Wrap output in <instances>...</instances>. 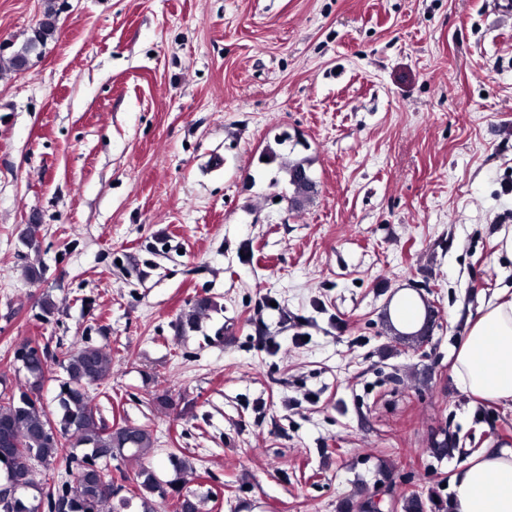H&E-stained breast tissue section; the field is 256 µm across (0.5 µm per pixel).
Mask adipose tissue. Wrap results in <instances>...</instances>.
Wrapping results in <instances>:
<instances>
[{
  "instance_id": "ef3b65f1",
  "label": "adipose tissue",
  "mask_w": 512,
  "mask_h": 512,
  "mask_svg": "<svg viewBox=\"0 0 512 512\" xmlns=\"http://www.w3.org/2000/svg\"><path fill=\"white\" fill-rule=\"evenodd\" d=\"M454 374L471 395L512 401V292L498 290L455 354ZM451 512H512V448L488 444L453 479Z\"/></svg>"
}]
</instances>
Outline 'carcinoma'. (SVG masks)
<instances>
[{
    "instance_id": "cac0c4a2",
    "label": "carcinoma",
    "mask_w": 512,
    "mask_h": 512,
    "mask_svg": "<svg viewBox=\"0 0 512 512\" xmlns=\"http://www.w3.org/2000/svg\"><path fill=\"white\" fill-rule=\"evenodd\" d=\"M59 14L54 0H47L43 19L32 30V35L16 45L14 51L0 53V73L18 72L19 58L30 49H41L54 38ZM214 307L208 298L198 300L184 315L183 324L192 326L200 314ZM36 343L28 340L22 347L28 349L23 364L27 373L26 384L13 393L0 389V431L8 443L0 442V477L16 492L12 512H39L40 505L28 491L35 488V466L46 469L57 465L65 453L85 448L81 464L74 476V486L63 489L57 497L61 512H101L106 503L116 497L111 461L132 452L146 459L154 447L152 431L144 425L127 422L108 424L96 411L89 389L103 384L109 376L110 357L105 348L74 345L61 352L59 364L66 379L59 384L54 409L42 403V391L51 380L50 367L35 351ZM174 478L163 482L148 464L141 466L136 475L132 496L141 499L143 512H157L154 499H159L165 512H201L203 498L185 491L183 475L191 469L189 462L176 454L169 456Z\"/></svg>"
}]
</instances>
